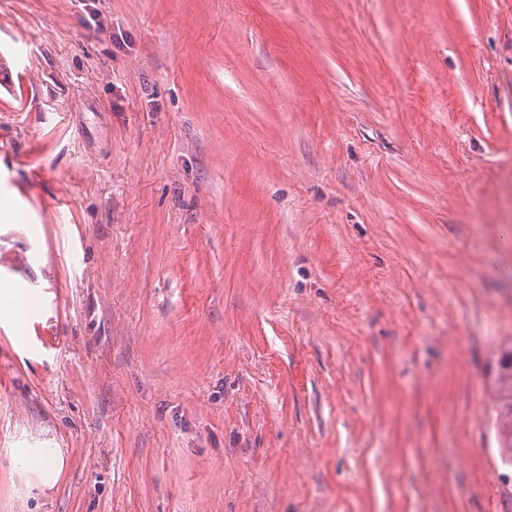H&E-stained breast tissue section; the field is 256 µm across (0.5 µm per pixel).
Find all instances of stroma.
I'll list each match as a JSON object with an SVG mask.
<instances>
[{
	"label": "stroma",
	"mask_w": 512,
	"mask_h": 512,
	"mask_svg": "<svg viewBox=\"0 0 512 512\" xmlns=\"http://www.w3.org/2000/svg\"><path fill=\"white\" fill-rule=\"evenodd\" d=\"M0 62V512H512V0H0ZM48 449L47 452L35 453L28 448H19L15 453L18 457L19 472H37L42 485H53L63 470L65 459L59 449Z\"/></svg>",
	"instance_id": "1"
}]
</instances>
